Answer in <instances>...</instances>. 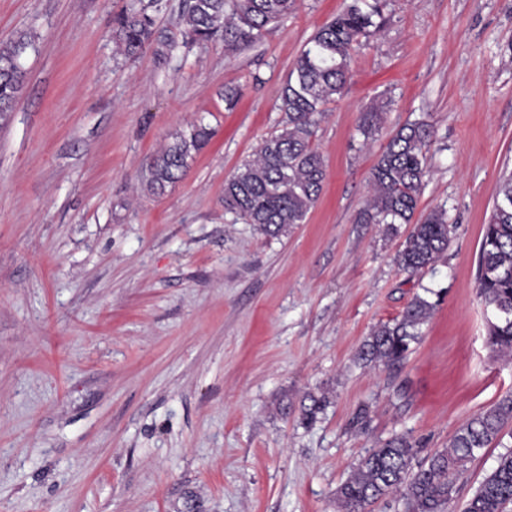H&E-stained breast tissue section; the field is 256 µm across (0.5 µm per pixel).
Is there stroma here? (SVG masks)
<instances>
[{"label":"stroma","instance_id":"stroma-1","mask_svg":"<svg viewBox=\"0 0 512 512\" xmlns=\"http://www.w3.org/2000/svg\"><path fill=\"white\" fill-rule=\"evenodd\" d=\"M131 2L0 0V43L31 41L0 114V512H340L337 488L372 449L406 435L426 458L512 391L476 283L512 171V0H387L318 122L321 197L279 238L225 211L224 182L277 130L294 60L349 0H298L232 57L184 36L181 0H159L171 51L128 59L112 22ZM415 120L433 131L415 215L445 207L453 235L411 275L394 263L408 225L357 217L382 146ZM199 123L210 143L150 194V157ZM428 290L439 303L407 359L359 360ZM309 393L328 403L304 425ZM510 446L468 463L443 512ZM383 120V112L380 109L363 112L357 130L365 141L374 140L381 131Z\"/></svg>","mask_w":512,"mask_h":512}]
</instances>
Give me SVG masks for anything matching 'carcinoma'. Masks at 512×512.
Segmentation results:
<instances>
[{
	"label": "carcinoma",
	"mask_w": 512,
	"mask_h": 512,
	"mask_svg": "<svg viewBox=\"0 0 512 512\" xmlns=\"http://www.w3.org/2000/svg\"><path fill=\"white\" fill-rule=\"evenodd\" d=\"M152 4H132L114 19L113 40L126 57L151 49L166 56L172 42L149 13ZM385 0H351L335 18L321 26L295 59L281 88L279 130L263 140L252 158L244 161L224 183V208L268 237L287 234L301 224L317 203L325 179V161L314 144L317 117L325 106L341 98L351 78L354 48L375 37L384 24ZM296 0H182L181 20L194 41L224 40V50L247 48L270 25L291 14ZM30 42L21 36L0 44V112H9L21 92L25 70L21 57ZM384 117L381 110L362 113L358 131L364 140L375 139ZM212 131L196 124L180 132L149 162L148 188L155 194L177 182L189 160L208 143ZM431 130L423 120L406 123L390 137L369 177V198L360 212L362 224H413L395 263L418 274L443 257L451 241L452 225L443 209L413 217L428 176L427 152ZM479 293L492 317L487 321L488 344L493 353L512 355V174L497 186L494 207L485 225L477 271ZM436 304L416 296L401 318L375 329L361 345L358 356L368 365L405 360L420 327L433 315ZM326 397L306 396L300 418L311 423L326 406ZM512 425V392L489 409L465 421L449 449L413 465L417 450L405 436L373 449L354 467L337 489L342 512H366L367 506L392 492L404 491L407 512H442L453 491L451 476L467 462L499 441ZM463 512H512V450L500 455L496 468L466 501Z\"/></svg>",
	"instance_id": "1"
}]
</instances>
